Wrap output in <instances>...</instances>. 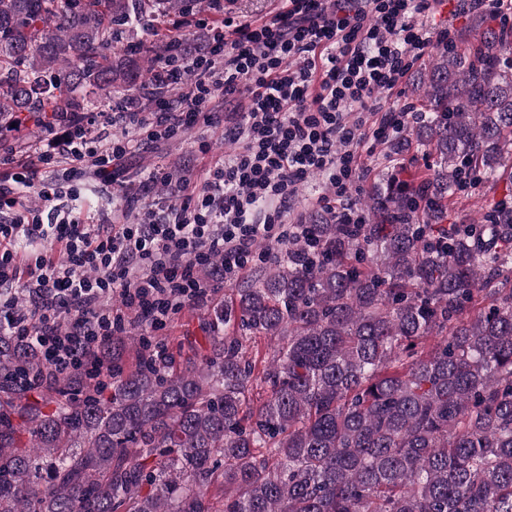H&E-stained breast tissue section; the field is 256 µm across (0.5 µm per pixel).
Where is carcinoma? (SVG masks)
Wrapping results in <instances>:
<instances>
[{
  "label": "carcinoma",
  "instance_id": "obj_1",
  "mask_svg": "<svg viewBox=\"0 0 512 512\" xmlns=\"http://www.w3.org/2000/svg\"><path fill=\"white\" fill-rule=\"evenodd\" d=\"M206 7L0 0V125L132 91L171 42L116 60L113 25ZM417 92L429 173L379 174L364 224L316 217L232 290L198 364L118 336L112 375L32 399L16 375L39 352L0 335V512H512V200L447 223L468 175L512 176V30L444 48Z\"/></svg>",
  "mask_w": 512,
  "mask_h": 512
}]
</instances>
